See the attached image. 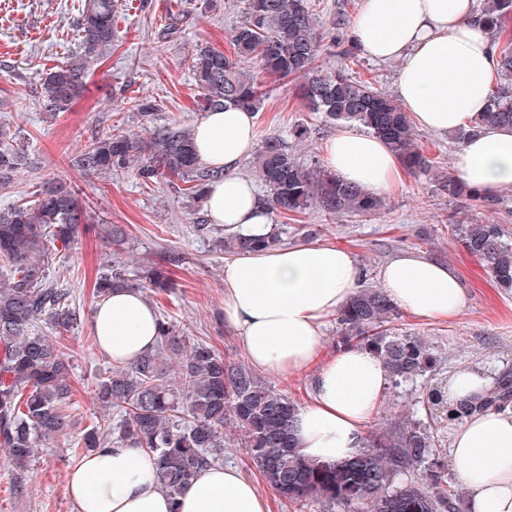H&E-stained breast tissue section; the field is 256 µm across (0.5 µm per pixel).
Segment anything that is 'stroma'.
Listing matches in <instances>:
<instances>
[{
	"label": "stroma",
	"mask_w": 512,
	"mask_h": 512,
	"mask_svg": "<svg viewBox=\"0 0 512 512\" xmlns=\"http://www.w3.org/2000/svg\"><path fill=\"white\" fill-rule=\"evenodd\" d=\"M86 0H0V140L34 156L36 167L19 169L14 180L0 184V208L32 199L45 183L62 180L90 214L126 230L123 257L138 267L173 255L175 290L145 291L159 317L180 334L214 345L233 362L245 363L242 346L224 326V252L195 229L206 208L183 194L177 183L162 178L145 185L133 172L87 174L72 159L97 134L112 128L131 133L157 127H195L203 113L186 61L196 45L230 52L235 28L243 20V0H118L111 48L94 63L84 96L66 112H47L38 104L42 78L78 49L77 21ZM323 34L318 59L327 71L340 66L344 44L334 20L344 15L355 24L361 0H312ZM300 79L264 83V104L256 114V142L275 138L302 159L319 157L336 129L311 111L298 96ZM155 103L152 116H141L129 100ZM305 129L303 138L295 130ZM419 149L430 160L427 171L406 174L401 185L384 195L383 210L329 218L315 209L288 219L274 213L283 245L302 241L349 250L364 270V281L380 285L381 269L400 254L421 253L452 265L467 291L464 310L448 320L403 313L400 333L426 338L439 363L436 371L398 389L386 388L367 430L398 432L406 418L431 424L437 451L449 460L453 423L428 409V389L446 385L458 368L475 367L488 381L512 372V294L497 288L482 264L463 250L448 228L459 223L512 226V190L503 204L449 202L438 190L453 174L458 145L449 134L415 131ZM107 235L80 233L69 248H57L50 273L73 290L81 321L55 333L72 358V395L65 436L35 449L25 467H16L0 449V512H76L66 494L69 471L84 455L80 438L101 422L96 382L110 359L98 349L93 321L97 278L112 263Z\"/></svg>",
	"instance_id": "1"
}]
</instances>
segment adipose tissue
Instances as JSON below:
<instances>
[{"label": "adipose tissue", "mask_w": 512, "mask_h": 512, "mask_svg": "<svg viewBox=\"0 0 512 512\" xmlns=\"http://www.w3.org/2000/svg\"><path fill=\"white\" fill-rule=\"evenodd\" d=\"M476 0H363L354 26L359 47L377 61L401 63L400 98L414 121L439 134L469 127L488 103L497 79L487 28ZM256 115L228 107L206 113L194 128L200 161L223 171L209 184L210 221L244 235L268 232L269 212L254 183L236 174L255 143ZM324 165L341 182L379 195L394 191L402 172L375 135L349 127L332 137ZM458 179L488 195L512 189V129L489 127L455 157ZM364 272L338 246L298 244L244 252L224 265V324L253 367L276 377L316 368L313 397L299 408L294 436L316 461L355 456L365 427L388 385L369 350L344 347L329 360L323 326L356 293ZM381 280L401 309L435 320L455 317L466 290L457 271L414 254L391 261ZM159 316L140 290L116 288L96 310L99 350L130 363L157 342ZM450 454L466 488L465 512H512V408L473 414L452 432ZM77 512H271L270 500L234 467H204L177 497L158 486L144 449L106 444L84 456L67 478Z\"/></svg>", "instance_id": "adipose-tissue-1"}]
</instances>
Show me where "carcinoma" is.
<instances>
[{
	"label": "carcinoma",
	"mask_w": 512,
	"mask_h": 512,
	"mask_svg": "<svg viewBox=\"0 0 512 512\" xmlns=\"http://www.w3.org/2000/svg\"><path fill=\"white\" fill-rule=\"evenodd\" d=\"M115 0H88L79 28V52L50 69L42 82L40 104L46 112H65L86 90L89 66L112 46ZM478 19L504 46L493 42L499 83L486 110L467 129L455 133L461 144L485 127L512 128V0H485ZM233 54L199 46L188 69L207 110L228 106L256 112L264 100L260 82L242 62L252 60L264 73L279 78H305L303 95L315 112L333 126H359L385 141L411 174L430 161L415 142L414 127L402 104L341 67L319 69L321 37L309 0H244V19L232 35ZM35 161L24 152L0 147V179L9 180L20 165ZM76 166L87 173L133 169L151 184L160 177L177 178L196 202L204 200L219 172L198 160L193 134L186 128L154 129L148 139L114 129L85 146ZM258 173L268 210L284 215L317 208L329 217L381 210L382 200L340 182L319 160L304 162L277 139H268L258 156ZM450 199L489 197L452 176L439 183ZM88 220L75 191L62 182L39 190L36 198L0 210V446L13 463L25 466L34 448L65 434L72 366L52 337L38 330L44 323L67 330L80 319L71 289L49 280L52 246L74 243ZM461 247L479 259L497 284L512 289V232L502 224H451ZM281 242L278 228L264 235H232L215 239L228 255L271 249ZM170 257L131 274L124 263L112 266L96 282L104 297L114 288L168 292L176 287L167 265ZM400 317L382 288L366 287L337 313L339 346L371 349L394 386L413 382L436 366L430 346L420 336L388 334L386 324ZM103 409L118 419L93 426L81 438L86 452L112 442L144 449L153 460L159 487L176 495L202 468L224 461V427L243 433L245 447L262 481L290 503L340 504L354 512H463L464 497L445 478L430 427L409 423L396 436L368 437L354 457L315 462L296 446L297 404L286 394L261 384L243 366L228 362L202 340L178 336L160 320L156 348L136 361L115 366L97 383ZM512 404V374H502L494 388L466 398L443 411L448 422ZM419 471L415 480L400 475Z\"/></svg>",
	"instance_id": "obj_1"
}]
</instances>
